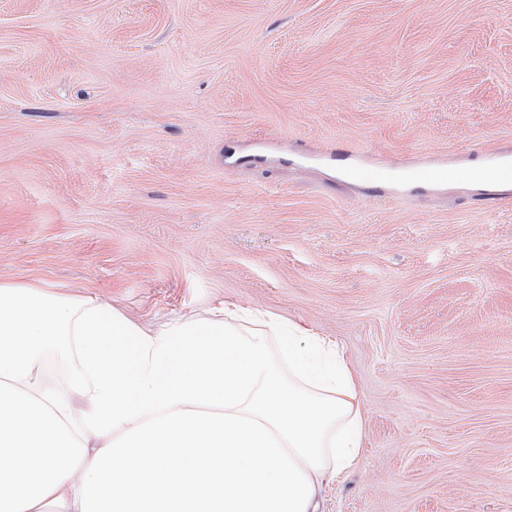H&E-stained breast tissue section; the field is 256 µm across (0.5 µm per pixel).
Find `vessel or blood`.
Here are the masks:
<instances>
[{"label": "vessel or blood", "mask_w": 512, "mask_h": 512, "mask_svg": "<svg viewBox=\"0 0 512 512\" xmlns=\"http://www.w3.org/2000/svg\"><path fill=\"white\" fill-rule=\"evenodd\" d=\"M350 173L353 178L373 186H381L398 180L408 184H436L467 179L477 183L512 184V154L500 150L485 152L484 160L477 165H430L419 164L393 171L383 164L355 163Z\"/></svg>", "instance_id": "1"}]
</instances>
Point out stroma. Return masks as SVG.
<instances>
[{
    "instance_id": "obj_1",
    "label": "stroma",
    "mask_w": 512,
    "mask_h": 512,
    "mask_svg": "<svg viewBox=\"0 0 512 512\" xmlns=\"http://www.w3.org/2000/svg\"><path fill=\"white\" fill-rule=\"evenodd\" d=\"M512 0H0V282L147 332L220 302L338 341L359 465L318 512H512ZM349 173L353 178L373 186H381L394 180L405 184H436L451 183L462 178L477 183L512 184V154L489 150L484 153V160L478 165L419 164L405 167L398 173L387 165L357 162L349 169Z\"/></svg>"
}]
</instances>
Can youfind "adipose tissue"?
I'll list each match as a JSON object with an SVG mask.
<instances>
[{
    "label": "adipose tissue",
    "mask_w": 512,
    "mask_h": 512,
    "mask_svg": "<svg viewBox=\"0 0 512 512\" xmlns=\"http://www.w3.org/2000/svg\"><path fill=\"white\" fill-rule=\"evenodd\" d=\"M364 442L356 376L309 329L227 305L147 333L0 283V512H316Z\"/></svg>",
    "instance_id": "obj_1"
}]
</instances>
